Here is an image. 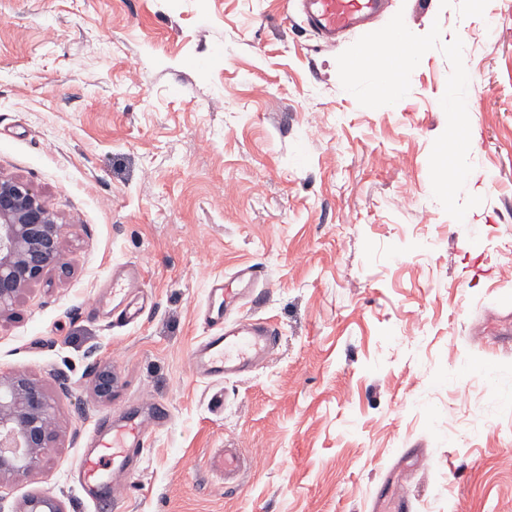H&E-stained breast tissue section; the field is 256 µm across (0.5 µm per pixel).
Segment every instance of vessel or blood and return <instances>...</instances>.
Returning <instances> with one entry per match:
<instances>
[{"label": "vessel or blood", "mask_w": 512, "mask_h": 512, "mask_svg": "<svg viewBox=\"0 0 512 512\" xmlns=\"http://www.w3.org/2000/svg\"><path fill=\"white\" fill-rule=\"evenodd\" d=\"M303 24L328 41L338 35L363 28L383 15L389 0H299ZM236 287L214 281L210 299L200 317L207 333L191 350L190 361L198 377L220 380L248 373L269 359L279 345L280 331L268 321L236 315L240 302L248 299L265 280L262 267L246 264L237 268ZM169 417L166 405L154 403L150 422L123 416L120 424L97 429L83 449L78 476L83 485H105L107 496H114V485L105 484L106 474L123 476L133 471L146 443L149 424H163ZM248 461L237 449L228 448L210 457V471L233 478Z\"/></svg>", "instance_id": "vessel-or-blood-1"}]
</instances>
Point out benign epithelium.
<instances>
[{
    "mask_svg": "<svg viewBox=\"0 0 512 512\" xmlns=\"http://www.w3.org/2000/svg\"><path fill=\"white\" fill-rule=\"evenodd\" d=\"M65 225L23 179L0 175V314L49 270L62 265ZM95 394H112V372L93 367ZM55 408L44 386L24 374L0 373V479L43 468L54 439ZM25 512H64L47 496L26 500Z\"/></svg>",
    "mask_w": 512,
    "mask_h": 512,
    "instance_id": "benign-epithelium-1",
    "label": "benign epithelium"
}]
</instances>
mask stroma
I'll use <instances>...</instances> for the list:
<instances>
[{
    "instance_id": "1",
    "label": "stroma",
    "mask_w": 512,
    "mask_h": 512,
    "mask_svg": "<svg viewBox=\"0 0 512 512\" xmlns=\"http://www.w3.org/2000/svg\"><path fill=\"white\" fill-rule=\"evenodd\" d=\"M390 2L411 32L463 41L465 191L483 198L465 222L431 189L440 50L372 109L338 75L359 32L325 44L294 0H0V174L68 226L62 267L0 315V371L56 401L43 470L0 512L36 494L97 512L80 451L146 401L170 419L113 512H371L409 448L410 512H512V0ZM246 263L266 295L241 312L275 322L280 346L216 385L189 361L198 309ZM124 264L147 304L129 325L108 287ZM224 448L255 458L240 486L207 468Z\"/></svg>"
}]
</instances>
